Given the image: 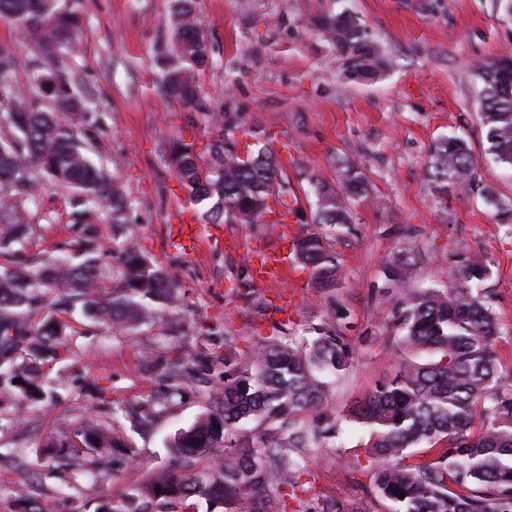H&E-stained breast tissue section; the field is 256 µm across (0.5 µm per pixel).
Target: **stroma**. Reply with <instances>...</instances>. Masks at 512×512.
I'll list each match as a JSON object with an SVG mask.
<instances>
[{"instance_id":"35a3bbf8","label":"stroma","mask_w":512,"mask_h":512,"mask_svg":"<svg viewBox=\"0 0 512 512\" xmlns=\"http://www.w3.org/2000/svg\"><path fill=\"white\" fill-rule=\"evenodd\" d=\"M169 0H83L77 56L65 59L96 102L99 129L91 156L127 188L130 230L155 263L173 268V302L152 322L120 332L80 309H60L61 343L31 365L48 394L33 404L0 384V512H110L113 499L165 472L181 473L170 444L213 411L196 382L182 385L156 364L191 348L212 362L217 383L225 358L243 360L257 341H300L332 323L351 350V367L331 379L325 404L304 415L306 426L337 420L338 433L308 454L306 507L323 500L346 512H395L379 496L366 448L369 429L347 420L349 409L397 369L399 295L384 288L382 263L407 254L417 271L405 288L448 287V271L480 256L491 270L484 286L499 325L495 350L502 382L512 385V224L496 223L484 189L512 203V167L489 151L480 122L479 64L512 54V0H200L209 59L196 73L216 108L241 115L253 138L279 148L282 177L310 212L311 180L336 179L338 161L365 162L370 195L354 203L349 234L335 250L342 278L335 291L315 292L307 270L270 288L253 283L247 259L291 253V234L315 224H227L224 248L186 257L173 246L191 205L173 196L172 172L160 148L173 138L204 145L208 118L152 88L158 46L174 43ZM355 12L393 60L372 85L345 82L341 63L310 21L320 13ZM445 135L464 138L476 185L437 200L426 172L430 151ZM29 221L21 258L30 268L69 253L79 228L71 193L43 184L19 205ZM96 423L109 444L88 448L80 433ZM138 451L131 462L112 443Z\"/></svg>"}]
</instances>
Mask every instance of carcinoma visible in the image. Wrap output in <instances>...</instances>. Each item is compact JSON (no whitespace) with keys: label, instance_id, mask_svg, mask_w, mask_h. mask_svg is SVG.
Instances as JSON below:
<instances>
[{"label":"carcinoma","instance_id":"carcinoma-1","mask_svg":"<svg viewBox=\"0 0 512 512\" xmlns=\"http://www.w3.org/2000/svg\"><path fill=\"white\" fill-rule=\"evenodd\" d=\"M81 0L62 9L58 0H0V19L24 37L37 41L38 59L29 63L37 93L6 97L4 114L9 134L0 138V358L12 359L18 344L42 357L60 335L55 304L43 288L69 292L83 310L114 327L133 330L152 318L156 305L171 299L174 274L128 244L124 249L120 288L112 302L98 301L102 290L96 224L124 228L126 192L89 156L79 134L95 128L97 105L76 86L73 72L61 64L76 56L77 34L83 25ZM200 0H170L169 24L174 47L158 48L156 92L205 114L216 135L196 150L195 143L171 140L163 148L181 191L193 205V220L209 224H278L301 210L286 201L288 184L271 142L250 143L241 118L218 111L201 96L194 74L207 58L201 33ZM313 28L341 61L342 78L355 84L382 79L392 59L375 42L361 19L349 11L313 18ZM22 67L13 50L0 46V78ZM481 120L498 162L512 166V55L480 66ZM66 113L71 121L59 122ZM428 177L438 196L450 189L473 186L471 150L461 138L447 136L434 143ZM65 188L75 198L74 223L86 234L77 251L83 261H48L37 271L18 261L12 245L27 235L28 222L18 198L35 196L41 182ZM317 209L312 220L326 233L295 237L296 259L307 269L313 288L329 292L341 279L335 242L349 229L351 202L366 192L361 161L338 166L336 185L316 186ZM485 199L499 224H512V204L493 192ZM407 255L384 265V285L400 288L415 268ZM489 267L469 258L452 269L451 289L427 288L402 293L396 311L397 340L403 357L395 376L378 385L348 410V418L367 426L375 441L366 450L379 495L398 505L395 512H512V388L500 385L495 340L498 325L490 298L481 284ZM43 313L39 320L33 315ZM301 346L285 338L263 340L242 363L224 361V382L214 388L216 410L175 438L172 450L186 458V472L149 478L119 497L112 512H166L168 505L191 497L224 505V512H286V504L268 488L272 478L282 488L305 493L299 481L305 459L299 449L310 434L300 424L303 413L327 397L326 375L340 376L350 367V351L335 328L324 323ZM197 363L180 353L168 360L171 378H182ZM22 383L16 384L14 380ZM9 382L26 400L40 403L44 388L38 378L22 372ZM253 421L275 434L259 448L233 449L229 436L243 422ZM216 473L193 469L194 458L219 446ZM401 490V498L395 491Z\"/></svg>","mask_w":512,"mask_h":512}]
</instances>
